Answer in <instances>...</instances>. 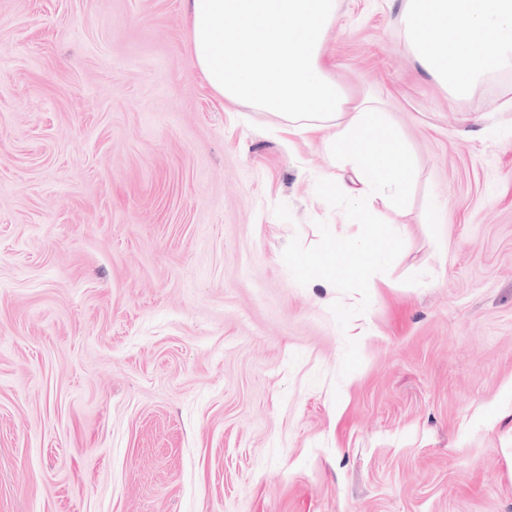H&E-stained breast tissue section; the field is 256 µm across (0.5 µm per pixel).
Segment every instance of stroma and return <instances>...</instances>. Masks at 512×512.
I'll use <instances>...</instances> for the list:
<instances>
[{"label": "stroma", "mask_w": 512, "mask_h": 512, "mask_svg": "<svg viewBox=\"0 0 512 512\" xmlns=\"http://www.w3.org/2000/svg\"><path fill=\"white\" fill-rule=\"evenodd\" d=\"M323 59L415 170L330 290L329 156L211 91L183 0H0V512H512V67L450 97L398 0Z\"/></svg>", "instance_id": "stroma-1"}]
</instances>
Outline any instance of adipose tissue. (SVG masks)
<instances>
[{
  "mask_svg": "<svg viewBox=\"0 0 512 512\" xmlns=\"http://www.w3.org/2000/svg\"><path fill=\"white\" fill-rule=\"evenodd\" d=\"M184 12L193 64L216 95L271 113L289 138L321 140L335 166L324 195L361 215L400 196L412 174L403 142L369 99L351 104L322 62L336 0H184ZM401 16L405 46L454 98L512 66V0H401Z\"/></svg>",
  "mask_w": 512,
  "mask_h": 512,
  "instance_id": "ef3b65f1",
  "label": "adipose tissue"
}]
</instances>
